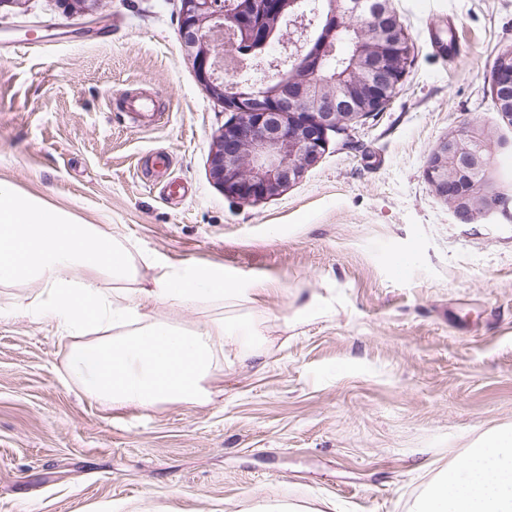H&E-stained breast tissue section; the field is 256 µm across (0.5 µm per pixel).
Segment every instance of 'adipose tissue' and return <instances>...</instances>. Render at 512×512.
Returning <instances> with one entry per match:
<instances>
[{"label": "adipose tissue", "instance_id": "obj_1", "mask_svg": "<svg viewBox=\"0 0 512 512\" xmlns=\"http://www.w3.org/2000/svg\"><path fill=\"white\" fill-rule=\"evenodd\" d=\"M124 243L69 213L0 182V287L35 294L19 313L54 322L77 337L68 375L92 398L119 407L203 405L226 349L260 357L263 342L249 317L214 318L191 328L151 317L158 306L262 304L268 287L240 284L211 265L167 270L142 283L152 265ZM112 282V290L100 281ZM409 512H512V430L484 435L463 466L442 470Z\"/></svg>", "mask_w": 512, "mask_h": 512}]
</instances>
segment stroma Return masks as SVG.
<instances>
[{
	"label": "stroma",
	"instance_id": "stroma-1",
	"mask_svg": "<svg viewBox=\"0 0 512 512\" xmlns=\"http://www.w3.org/2000/svg\"><path fill=\"white\" fill-rule=\"evenodd\" d=\"M392 5L413 62L390 101L257 203L209 174L230 114L197 81L181 0L0 6V182L160 266L271 289L257 308H156L186 327L247 315L267 345L260 363L227 354L212 402L141 409L89 397L67 374L71 338L15 312L29 288L0 287V512H407L512 428V221L459 223L424 175L448 135L497 127L482 189L512 195L490 89L512 0ZM138 92L153 111H125ZM311 298L321 316L296 322Z\"/></svg>",
	"mask_w": 512,
	"mask_h": 512
}]
</instances>
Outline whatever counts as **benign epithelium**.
Wrapping results in <instances>:
<instances>
[{"label":"benign epithelium","mask_w":512,"mask_h":512,"mask_svg":"<svg viewBox=\"0 0 512 512\" xmlns=\"http://www.w3.org/2000/svg\"><path fill=\"white\" fill-rule=\"evenodd\" d=\"M333 0L330 10L304 9L302 0H263L250 11L235 0H182L180 33L193 58L200 86L217 95L233 118L224 124L209 158L211 178L224 192L244 202L279 194L299 180L321 157L329 133L346 135L352 124L379 108L398 87L410 42L391 0ZM368 15L376 47L355 53L339 80L319 72L329 57L328 45L340 38V16ZM285 22L288 38L272 44L264 77L252 79L238 67L241 81H224V59L216 54L214 35L229 26L236 34L274 32L268 20ZM323 39L311 46L316 22ZM305 67V77L290 81L282 73L291 62ZM494 160L491 147L475 127L440 141L426 167L438 195L449 201L457 220L473 224L495 213L512 217V198L484 193L470 171H485Z\"/></svg>","instance_id":"obj_1"}]
</instances>
